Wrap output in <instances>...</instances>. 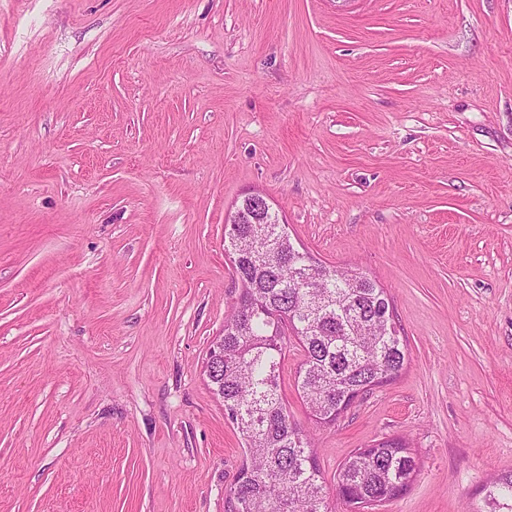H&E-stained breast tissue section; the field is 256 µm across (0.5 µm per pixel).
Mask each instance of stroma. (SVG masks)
<instances>
[{
  "label": "stroma",
  "instance_id": "obj_1",
  "mask_svg": "<svg viewBox=\"0 0 512 512\" xmlns=\"http://www.w3.org/2000/svg\"><path fill=\"white\" fill-rule=\"evenodd\" d=\"M390 294L410 363L313 430L378 512H478L512 472V0H0V512H226L205 373L232 203ZM419 472L415 453L398 438L355 449L339 466L336 494L349 512H366L407 492Z\"/></svg>",
  "mask_w": 512,
  "mask_h": 512
}]
</instances>
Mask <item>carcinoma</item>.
Listing matches in <instances>:
<instances>
[{
    "mask_svg": "<svg viewBox=\"0 0 512 512\" xmlns=\"http://www.w3.org/2000/svg\"><path fill=\"white\" fill-rule=\"evenodd\" d=\"M269 224H229L224 238L241 284L224 321V355L207 376L249 458L227 495L229 512H328L311 438L288 415L281 372L288 334L304 360L296 387L317 427L336 424L354 400L394 381L409 361L386 291L367 276L325 266L294 246L273 212ZM419 472L398 438L355 449L339 466L336 494L365 512L407 492ZM488 512H512V473L486 487Z\"/></svg>",
    "mask_w": 512,
    "mask_h": 512,
    "instance_id": "1",
    "label": "carcinoma"
}]
</instances>
